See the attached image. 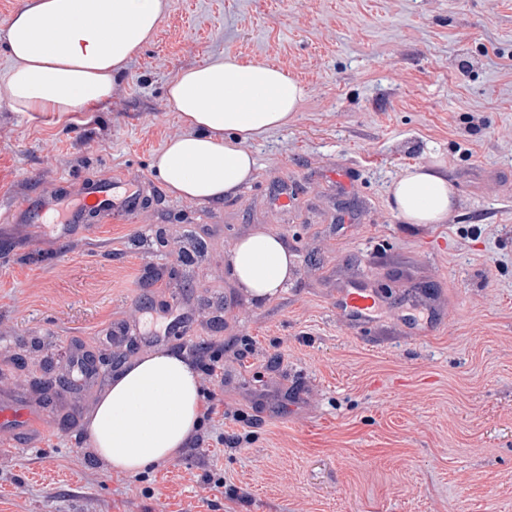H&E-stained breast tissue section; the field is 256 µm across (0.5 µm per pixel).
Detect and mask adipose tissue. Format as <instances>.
<instances>
[{"label":"adipose tissue","instance_id":"1","mask_svg":"<svg viewBox=\"0 0 512 512\" xmlns=\"http://www.w3.org/2000/svg\"><path fill=\"white\" fill-rule=\"evenodd\" d=\"M163 0H21L0 39L14 61L0 74V98L16 112L65 118L106 106L127 61L150 42ZM306 91L283 69L216 59L180 70L167 89L185 134L171 138L153 167L176 198L217 203L253 179L255 158L242 144L288 123ZM406 224H442L455 191L441 163L406 167L391 189ZM294 256L259 230L233 246L232 277L267 302L284 288ZM198 375L177 353L160 351L127 368L99 401L88 433L98 456L136 474L178 456L200 425Z\"/></svg>","mask_w":512,"mask_h":512}]
</instances>
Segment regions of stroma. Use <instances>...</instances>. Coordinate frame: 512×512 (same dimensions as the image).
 Returning a JSON list of instances; mask_svg holds the SVG:
<instances>
[{"mask_svg":"<svg viewBox=\"0 0 512 512\" xmlns=\"http://www.w3.org/2000/svg\"><path fill=\"white\" fill-rule=\"evenodd\" d=\"M167 2L106 108L58 122L0 99V212L62 179L152 195L90 235L0 222V388L49 414L42 443L0 453V512H512V0ZM225 57L281 67L306 97L244 142L252 181L218 205L183 201L151 167L182 131L167 87ZM438 160L452 213L403 223L390 184ZM283 180L299 197L286 215L271 204ZM257 230L296 257L265 303L227 264ZM359 286L381 303L355 325L336 299ZM172 294L196 310L188 335L167 327ZM218 340L241 414L224 434L250 442L217 444L204 424L200 449L141 477L112 470L87 433L100 393L69 384L77 350L112 380Z\"/></svg>","mask_w":512,"mask_h":512,"instance_id":"obj_1","label":"stroma"}]
</instances>
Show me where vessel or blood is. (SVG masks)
Masks as SVG:
<instances>
[{
  "label": "vessel or blood",
  "instance_id": "obj_1",
  "mask_svg": "<svg viewBox=\"0 0 512 512\" xmlns=\"http://www.w3.org/2000/svg\"><path fill=\"white\" fill-rule=\"evenodd\" d=\"M145 203V188L142 184L127 181L90 180L81 182L76 192L53 188L46 192L39 206L22 203L19 211L23 219L36 224L38 233L54 232V225L45 223L48 213L65 216L67 226H80L92 231L95 223L113 219H127L136 214ZM379 300L364 289L345 292L338 301V308L354 320L370 316ZM42 408L22 401L16 394L0 391V430L10 432L15 442L39 441L37 421Z\"/></svg>",
  "mask_w": 512,
  "mask_h": 512
}]
</instances>
